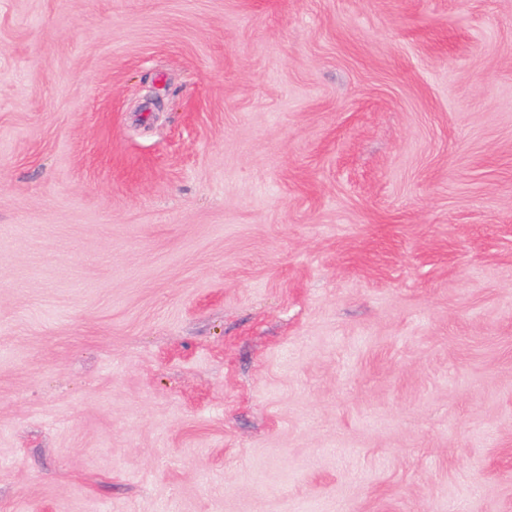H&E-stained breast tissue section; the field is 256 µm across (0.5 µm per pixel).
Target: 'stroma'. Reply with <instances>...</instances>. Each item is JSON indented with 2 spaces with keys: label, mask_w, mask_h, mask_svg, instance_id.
<instances>
[{
  "label": "stroma",
  "mask_w": 512,
  "mask_h": 512,
  "mask_svg": "<svg viewBox=\"0 0 512 512\" xmlns=\"http://www.w3.org/2000/svg\"><path fill=\"white\" fill-rule=\"evenodd\" d=\"M0 512H512V0H0Z\"/></svg>",
  "instance_id": "1"
}]
</instances>
